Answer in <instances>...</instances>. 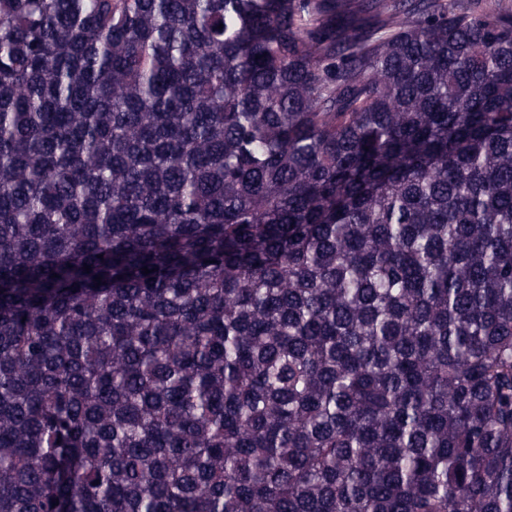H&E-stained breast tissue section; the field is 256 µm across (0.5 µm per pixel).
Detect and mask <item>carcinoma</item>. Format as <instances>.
Listing matches in <instances>:
<instances>
[{"label": "carcinoma", "mask_w": 512, "mask_h": 512, "mask_svg": "<svg viewBox=\"0 0 512 512\" xmlns=\"http://www.w3.org/2000/svg\"><path fill=\"white\" fill-rule=\"evenodd\" d=\"M0 512H512V7L0 0Z\"/></svg>", "instance_id": "cac0c4a2"}]
</instances>
